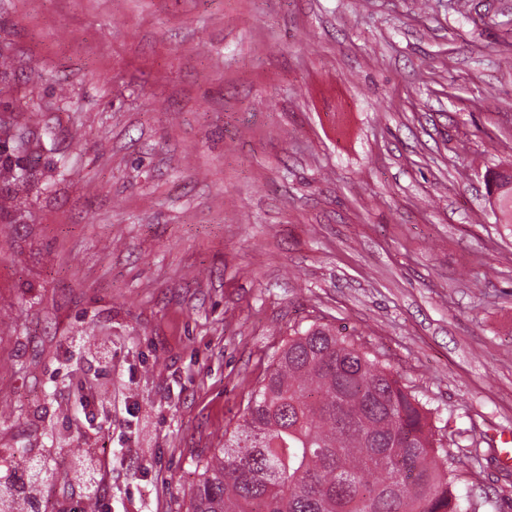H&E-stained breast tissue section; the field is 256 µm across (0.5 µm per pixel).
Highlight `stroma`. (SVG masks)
Returning a JSON list of instances; mask_svg holds the SVG:
<instances>
[{
	"label": "stroma",
	"instance_id": "35a3bbf8",
	"mask_svg": "<svg viewBox=\"0 0 512 512\" xmlns=\"http://www.w3.org/2000/svg\"><path fill=\"white\" fill-rule=\"evenodd\" d=\"M495 24H486V17ZM0 479L41 512H187L295 324L433 411L512 512V0H0ZM36 85L29 111L17 94ZM0 178L7 182L13 181L30 184L31 182L34 183L37 175L35 169L31 165L24 163L20 158L12 159L6 156L1 160Z\"/></svg>",
	"mask_w": 512,
	"mask_h": 512
}]
</instances>
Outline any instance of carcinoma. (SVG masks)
<instances>
[{"mask_svg":"<svg viewBox=\"0 0 512 512\" xmlns=\"http://www.w3.org/2000/svg\"><path fill=\"white\" fill-rule=\"evenodd\" d=\"M497 178L491 212L512 224L508 176ZM0 179L37 175L7 156ZM457 482L431 409L365 346L312 324L274 351L188 512H467Z\"/></svg>","mask_w":512,"mask_h":512,"instance_id":"1","label":"carcinoma"}]
</instances>
